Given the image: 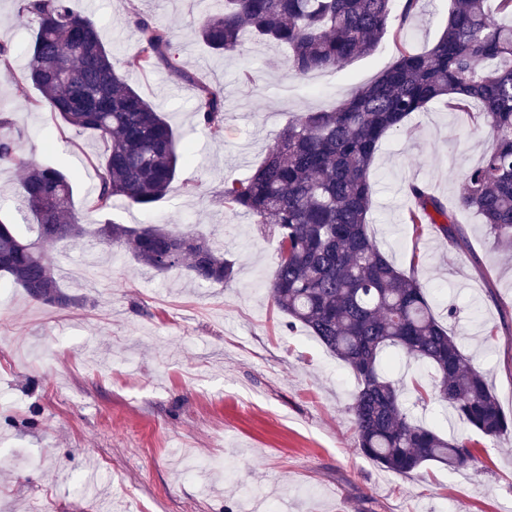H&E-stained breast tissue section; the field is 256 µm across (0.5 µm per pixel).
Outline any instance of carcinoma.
Listing matches in <instances>:
<instances>
[{
    "instance_id": "1",
    "label": "carcinoma",
    "mask_w": 512,
    "mask_h": 512,
    "mask_svg": "<svg viewBox=\"0 0 512 512\" xmlns=\"http://www.w3.org/2000/svg\"><path fill=\"white\" fill-rule=\"evenodd\" d=\"M224 0L196 22L195 38L219 55L240 53L243 35L284 47L294 72L306 77L335 70L371 53L390 35L395 63L329 110L304 112L280 132L264 160L247 176L224 181L222 201L277 235L270 297L288 327L300 324L344 362L357 386L349 406L358 448L380 467L410 475L438 463H478L465 437L447 439L418 423L403 406L404 386L380 369L387 351L400 350L433 370L430 393L416 400L450 407L457 421L483 436L512 432L485 374L434 315L415 275L397 268L368 232L373 166L381 140L433 103L467 115L492 143L463 177L461 208L484 218L494 242L512 247V0H451L448 22L434 46L409 50L401 31L419 0ZM36 29L28 47L26 81L40 93L30 102L69 127L94 131L107 142L90 208L118 204L149 210L163 199L180 160L192 147L126 80L124 73L165 65L197 94L198 123L220 133L224 90L172 65L173 33L132 10L137 47L115 60L97 24L68 0H24ZM0 163L25 170L23 202L35 237L25 238L0 217V275L50 306L77 299L60 289L44 245L79 238L88 229L72 206L70 178L23 155L9 119L0 116ZM413 207L404 223L418 231L435 225L448 246L466 241L447 202L409 185ZM109 244H133L136 260L155 271L185 267L206 283H226L233 264L206 238L164 225L131 227L110 220L94 229Z\"/></svg>"
}]
</instances>
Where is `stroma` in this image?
<instances>
[{
    "instance_id": "stroma-1",
    "label": "stroma",
    "mask_w": 512,
    "mask_h": 512,
    "mask_svg": "<svg viewBox=\"0 0 512 512\" xmlns=\"http://www.w3.org/2000/svg\"><path fill=\"white\" fill-rule=\"evenodd\" d=\"M89 16L115 57L137 46L130 7L176 33L173 67L224 89V128L203 129L192 86L172 69L130 72L128 82L164 112L193 156L181 162L170 192L145 212L112 210L119 224H164L210 239L234 265L228 284H202L186 268L158 273L128 245L96 236L49 244L54 272L79 305L50 307L23 289L0 295V512H243L242 493L278 512H512V436L483 437L438 403L414 405L415 419L471 440L478 469L440 464L397 475L363 456L348 413L356 381L304 328L285 326L268 285L277 240L253 218L224 209L225 177L264 158L293 117L328 109L389 68L392 38L336 70L294 77L277 45L249 42L221 56L190 31L217 0H69ZM449 0H420L402 36L430 49L448 18ZM31 18L17 0H0V43L13 45L0 67V115L25 154L72 176L74 206L85 223L102 214L88 202L104 140L24 106L40 93L24 80ZM249 70L250 79L240 77ZM484 129L434 104L382 140L368 216L369 233L395 265L420 255L419 280L463 352L488 373L512 415V248L503 250L481 216L456 205L464 173L487 142ZM22 170L0 167V214L30 223L20 202ZM417 181L455 205L467 232L462 248L433 230L414 235L404 215ZM455 315H448V308Z\"/></svg>"
}]
</instances>
